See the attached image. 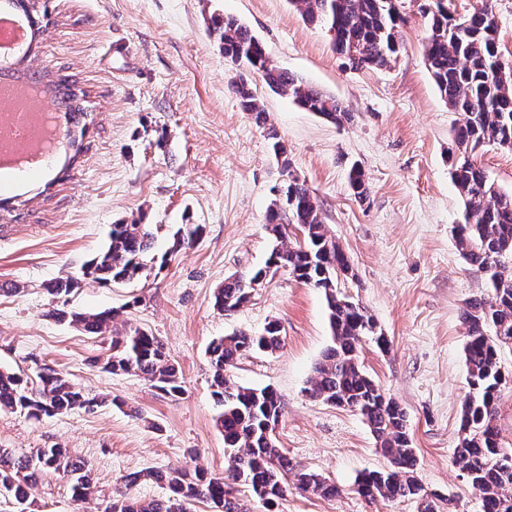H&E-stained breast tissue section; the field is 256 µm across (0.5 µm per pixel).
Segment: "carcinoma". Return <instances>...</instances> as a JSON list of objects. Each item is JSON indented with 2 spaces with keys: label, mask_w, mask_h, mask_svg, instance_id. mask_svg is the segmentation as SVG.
I'll return each instance as SVG.
<instances>
[{
  "label": "carcinoma",
  "mask_w": 512,
  "mask_h": 512,
  "mask_svg": "<svg viewBox=\"0 0 512 512\" xmlns=\"http://www.w3.org/2000/svg\"><path fill=\"white\" fill-rule=\"evenodd\" d=\"M310 23L333 33V48L350 68H383L399 51L398 28L403 17L398 0H292ZM427 8L429 33L424 45L428 70L448 107L462 115L455 129V143L462 159L454 166L453 180L463 200V222L456 226L460 255L469 269L484 276L487 294L466 304L462 319L467 326L464 346L469 392L465 398L454 463L470 473L482 512H512V462L505 468L489 460L499 447L497 401L512 383L500 363L499 350L512 344V194L498 191L485 170L468 153L487 142L512 148V64L503 61L497 23L487 8L456 18L445 0H431ZM214 31L224 46V57L245 72L259 74L273 91L285 94L300 107L340 123L349 119L340 102L309 87L302 80L271 64L263 45L237 19L215 22ZM45 92L62 104L67 123L79 126L86 115L77 105L79 95L69 80L40 76ZM243 111L264 125L267 116L255 91L244 77L232 84ZM271 151L288 167V150L278 132L268 128ZM353 195L364 200L368 186L362 171H350ZM275 242L268 266L286 268L293 277L323 291L329 313L331 344L314 370L310 395L326 404L358 412L372 433L390 468L361 474L354 492L368 501L418 499L426 491L414 476L416 456L405 410L387 396L363 369V339H374L381 351L389 350L386 337L373 330L372 317L338 288L339 278L353 275L340 245L327 235L321 209L305 182L291 178L282 191L281 203L268 216ZM292 224L301 240L285 243L283 224ZM199 224L173 229L167 253H174L201 236ZM152 225L133 219L112 225L107 246L82 268L81 276H66L48 285L58 299L49 316L79 327L90 336L112 328L117 313L108 310L80 313L67 308V297L86 278L103 284H122L163 269L166 256L152 254ZM263 270L249 277L228 278L214 294V306L234 311L248 301L254 286L262 285ZM280 326L270 322L260 335L244 332L221 336L207 350L212 397L219 413L216 427L224 435V448L233 466L226 476L201 469L148 470L122 477L124 490L102 504V512H194L198 503L222 506L221 512H246L243 500L231 485L244 488L270 507L289 487L325 498L340 495L336 483L288 458L276 443L274 431L284 412L281 396L269 387L252 388L234 383L228 370L253 353L273 354L281 346ZM111 374H133L160 393L176 398L184 385L178 369L161 341L152 333L129 327L112 337V354L101 360ZM99 402L55 368L45 365L35 378L0 370V411L30 418L53 417L88 409ZM70 476L72 499L78 503L94 496L91 464L67 448H32L22 455L0 448V494L18 504L27 502L46 473ZM162 485L165 496L142 500L132 493L140 482Z\"/></svg>",
  "instance_id": "obj_1"
}]
</instances>
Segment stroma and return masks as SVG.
<instances>
[{"label":"stroma","instance_id":"stroma-1","mask_svg":"<svg viewBox=\"0 0 512 512\" xmlns=\"http://www.w3.org/2000/svg\"><path fill=\"white\" fill-rule=\"evenodd\" d=\"M425 2L402 0L394 63L353 70L326 29L308 23L291 0H37L45 21L26 65L71 75L85 93L88 118L73 164L57 147L37 178L19 176L0 189V369L30 375L46 363L106 402L39 420L0 412V448L18 455L70 449L92 464L97 490L80 504L66 475L48 474L26 505L0 497V512H100L123 475L145 469L190 465L224 473L230 460L214 422L206 350L215 338L258 334L272 321L282 330L281 348L243 358L231 375L281 396L279 448L342 490L334 498L292 490L273 512H420L415 499L370 503L354 492L361 473L389 463L357 412L307 393L331 342L321 290L280 269L237 310L213 307L227 277L264 266L267 212L291 176L314 193L329 236L355 269L356 280L340 281V291L359 301L390 342L382 353L364 341L363 365L408 414L417 480L437 495L438 512H480L453 456L469 390L462 311L487 284L457 245L463 202L451 171L462 117L441 98L426 64ZM447 4L456 16L489 6L503 56L512 61V0ZM224 15L248 28L273 65L336 97L353 115L331 123L248 75L288 148L290 170L228 90L240 72L213 30V19ZM470 159L512 194V149L487 143ZM354 166L369 185L362 202L349 186ZM134 218L158 226L160 253L176 225L199 224L203 234L147 277L84 281L68 306L117 311V330L137 326L159 337L183 375L185 391L175 399L140 377L102 371L95 361L108 354L110 339L48 316L54 299L46 285L79 273L108 243L113 225Z\"/></svg>","mask_w":512,"mask_h":512}]
</instances>
